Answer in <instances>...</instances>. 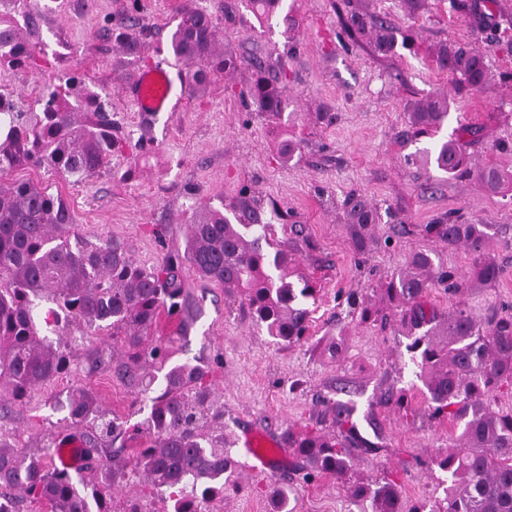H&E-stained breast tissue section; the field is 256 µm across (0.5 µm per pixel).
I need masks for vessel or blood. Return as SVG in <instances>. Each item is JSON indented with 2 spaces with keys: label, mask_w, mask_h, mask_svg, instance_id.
<instances>
[{
  "label": "vessel or blood",
  "mask_w": 512,
  "mask_h": 512,
  "mask_svg": "<svg viewBox=\"0 0 512 512\" xmlns=\"http://www.w3.org/2000/svg\"><path fill=\"white\" fill-rule=\"evenodd\" d=\"M123 91L145 118H152L162 112L178 111L183 98L175 92L172 67L168 62L157 61L138 70ZM243 450L255 471L282 473L288 463L287 449L267 452V435L258 429L244 428L241 435Z\"/></svg>",
  "instance_id": "obj_1"
}]
</instances>
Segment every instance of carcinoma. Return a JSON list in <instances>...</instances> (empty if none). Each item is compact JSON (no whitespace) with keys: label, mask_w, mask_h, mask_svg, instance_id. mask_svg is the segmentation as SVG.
Here are the masks:
<instances>
[{"label":"carcinoma","mask_w":512,"mask_h":512,"mask_svg":"<svg viewBox=\"0 0 512 512\" xmlns=\"http://www.w3.org/2000/svg\"><path fill=\"white\" fill-rule=\"evenodd\" d=\"M253 17L269 24L281 0H242ZM29 16L27 0H0V72L16 71L36 61V43L21 34L14 14ZM344 27L353 37L369 36L381 55L394 51L398 31L380 17L350 15ZM111 36L133 53L136 36L123 22ZM212 16L193 5L181 11L170 35V51L182 78L206 88L209 75L236 66L214 50ZM437 67L458 77L463 87L480 89L493 79L482 55L461 43L435 51ZM253 82L244 101L272 121L292 116L290 101L277 81L254 64ZM36 112H23L10 93L0 91V116L8 133L0 140V176L30 166L76 182L101 175L121 153L127 139L107 112L105 101L76 73L44 85L34 101ZM448 119V103L433 97L409 113L406 139L434 135ZM410 155L425 170L450 178L468 177L487 191L512 190V172L471 162L462 134ZM292 136L277 142L282 164L298 157ZM354 250L363 254L373 225L381 223L377 207L360 194L343 199ZM429 233L462 246L471 264L468 278L434 263L427 252L413 253L404 270L386 278L380 303L402 308L409 330H423L406 349L419 369L418 378L432 405L431 416L446 418L457 432L456 448L432 458L448 473L442 487L444 505L428 511L406 508L397 483L354 482L348 493L369 504L370 512H512V410H496L493 395L512 398V313L489 308L477 313L457 308L439 318L424 298L432 282L448 289L473 284L491 286L504 269L490 260L489 224L426 225ZM295 240L278 236L262 220L257 204L245 203L234 219L219 208L194 215L184 248L169 252L161 268L138 263L119 243L91 242L74 230V218L62 197L30 181L0 183V405L23 406L32 394L53 382L82 358L88 372L115 367L128 385L146 395L147 415L135 427L143 447L126 454L130 427L102 405L90 387H75L51 407L65 412L66 429L43 437L39 448H19L0 434V505L24 512V503L47 512H154L144 497L166 503L164 512H211V503L234 487L238 460L224 449V430L210 415L209 371L202 365L173 361L172 342L153 339L162 311L188 315V294L179 272L189 267L201 280L240 297L255 324L277 345L301 343L310 327L317 288L294 265ZM347 304L362 320L379 319L372 300L350 296ZM71 325L112 331V341L75 344L62 336ZM355 404L328 400L332 429L307 432L292 444L309 476L342 478L351 470L350 443L359 439ZM80 443L83 465L71 472L53 466L59 450ZM134 487L118 508L112 493ZM270 512H295L288 489L269 485Z\"/></svg>","instance_id":"cac0c4a2"}]
</instances>
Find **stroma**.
Returning <instances> with one entry per match:
<instances>
[{
	"mask_svg": "<svg viewBox=\"0 0 512 512\" xmlns=\"http://www.w3.org/2000/svg\"><path fill=\"white\" fill-rule=\"evenodd\" d=\"M185 3L68 0L60 10L53 0H41L35 25L17 16L40 52L36 64L0 76V86L28 109L49 76L78 73L106 98L132 145L86 182L35 167L10 177L48 186L67 202L83 237L117 241L151 268L183 246L192 215L209 205L229 216L256 200L272 223L297 225L298 270L319 288L305 342L276 345L240 299L188 269L181 278L192 324L184 331L179 318L164 315L155 330L156 336L175 338V360L203 361L210 368L211 390L224 409V446L240 462L238 488L217 508L268 512L265 489L277 483L297 499V512H365L342 481L306 478L296 460L282 475L250 471L237 443L245 425L281 439L328 429L324 402L339 399L344 384L354 391V419L371 442L353 449L352 477L395 480L408 505L432 504L442 491L440 473L428 459L447 454L454 435L447 421L429 416L399 315L363 322L346 299L376 297L381 278L404 268L416 251L432 253L437 264L464 275L470 265L465 249L448 247L424 230L449 215L460 224L495 226L490 253L505 273L489 288H431L429 305L443 316L464 306L512 309V191L491 193L441 173L426 177L407 157L417 146H429V139L417 146L406 141L412 107L442 97L449 108L441 137L461 124L480 128L483 139L468 149L472 162L512 171V0H416L412 6L406 0H284L296 19L288 33L279 25L259 26L242 7L225 15V0H196L215 21L217 50L237 66L211 76L205 91L190 89L180 111L142 118L122 89L147 61L167 59L169 34ZM351 12L386 19L411 37L412 47L383 56L368 40L350 38L341 19ZM128 13L136 18L135 30L144 33L132 54L105 35L111 21ZM447 41L469 44L483 55L494 78L481 91L459 89L456 77L436 67L432 53ZM257 59L279 78L297 114L301 157L287 166L274 149L279 125L241 97ZM322 112L333 115V122L321 123ZM351 192L397 215L396 222L374 226V241L362 255L352 248L341 208ZM334 340L341 351L332 358L326 348ZM76 386L93 388L129 424L143 422L138 395L122 378L109 370L91 374L80 365L38 392V409L0 411V431L36 447L43 435L63 429L51 403ZM392 392L406 394L407 406L382 405L381 396Z\"/></svg>",
	"mask_w": 512,
	"mask_h": 512,
	"instance_id": "obj_1",
	"label": "stroma"
}]
</instances>
